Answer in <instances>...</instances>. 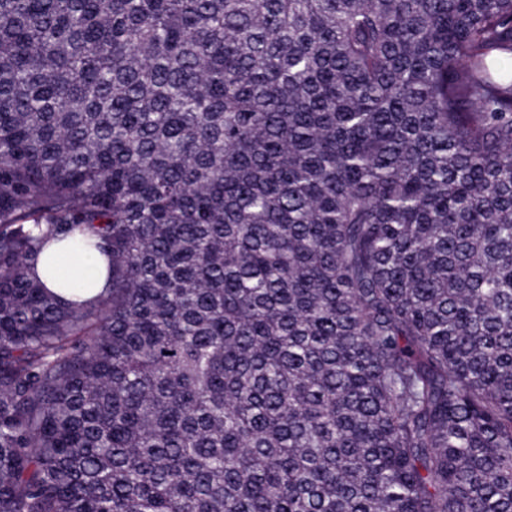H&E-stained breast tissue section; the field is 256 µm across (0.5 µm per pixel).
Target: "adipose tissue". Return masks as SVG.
Returning <instances> with one entry per match:
<instances>
[{
    "label": "adipose tissue",
    "instance_id": "adipose-tissue-1",
    "mask_svg": "<svg viewBox=\"0 0 512 512\" xmlns=\"http://www.w3.org/2000/svg\"><path fill=\"white\" fill-rule=\"evenodd\" d=\"M39 278L47 288L71 299L66 282L84 285L86 296L99 294L106 285L107 260L104 256L88 255L71 250L62 243H49L35 265Z\"/></svg>",
    "mask_w": 512,
    "mask_h": 512
}]
</instances>
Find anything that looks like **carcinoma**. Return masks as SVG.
Masks as SVG:
<instances>
[{
    "label": "carcinoma",
    "mask_w": 512,
    "mask_h": 512,
    "mask_svg": "<svg viewBox=\"0 0 512 512\" xmlns=\"http://www.w3.org/2000/svg\"><path fill=\"white\" fill-rule=\"evenodd\" d=\"M0 512H512V0H0ZM58 267V272L54 267ZM39 278L47 288L59 293L64 299H74L69 289L63 288L62 282L73 281L86 288L81 299L99 294L106 285L107 260L99 254L88 255L68 248L64 243L47 244L45 252L35 265Z\"/></svg>",
    "instance_id": "obj_1"
}]
</instances>
